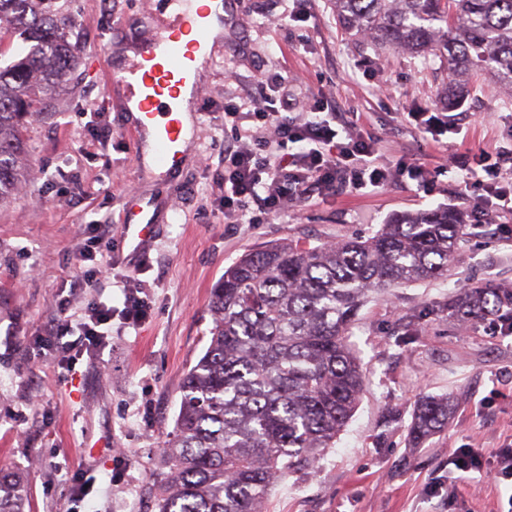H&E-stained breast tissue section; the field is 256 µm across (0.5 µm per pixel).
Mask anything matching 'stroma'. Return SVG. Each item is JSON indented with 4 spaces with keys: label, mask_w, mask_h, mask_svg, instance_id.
Segmentation results:
<instances>
[{
    "label": "stroma",
    "mask_w": 512,
    "mask_h": 512,
    "mask_svg": "<svg viewBox=\"0 0 512 512\" xmlns=\"http://www.w3.org/2000/svg\"><path fill=\"white\" fill-rule=\"evenodd\" d=\"M150 0H67L80 64L54 113L34 118L19 158L25 181L0 208V469L21 475L30 512H158L162 451L174 429L186 373L212 326L213 289L243 254L272 242L313 245L370 235L399 213L450 207L466 211L469 235L447 278L412 283L360 308L352 339L367 368L366 388L347 427L318 467L287 476L265 512H512V477L485 457L473 480L449 497L458 448L512 449V334L491 336L448 311L463 285H512V231L477 223V192L461 193L462 174L447 163L448 137L432 141L412 112H449L468 147L512 149V95L474 77L462 106L440 97L443 61L378 47L345 34L331 0H232L224 43L203 70L201 124L177 184L138 166L132 117L103 59L154 27ZM309 14L308 22L293 13ZM330 101L378 141L381 163L395 166L400 145L418 149L427 182L393 175L377 190L337 188L310 195L280 217L228 224L224 197V102L261 98L265 75ZM153 194L162 222L135 278L150 306L138 327L113 329L104 346L76 364L54 353L26 361L24 347L55 317L70 290L73 310L88 297L71 291L83 269L78 246L93 256L88 225L120 226L131 187ZM451 396L446 431L413 447L407 429L415 402ZM118 482H111L113 472ZM93 482L91 503L72 500L71 484Z\"/></svg>",
    "instance_id": "1"
}]
</instances>
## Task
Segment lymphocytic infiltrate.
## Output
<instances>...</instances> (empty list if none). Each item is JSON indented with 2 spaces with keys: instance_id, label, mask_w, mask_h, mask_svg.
I'll return each instance as SVG.
<instances>
[{
  "instance_id": "1",
  "label": "lymphocytic infiltrate",
  "mask_w": 512,
  "mask_h": 512,
  "mask_svg": "<svg viewBox=\"0 0 512 512\" xmlns=\"http://www.w3.org/2000/svg\"><path fill=\"white\" fill-rule=\"evenodd\" d=\"M272 81L277 95L265 98L262 105L252 106L246 99L224 108V121L233 129L224 143L225 223H246L253 207L276 216L286 201L313 192L331 194L340 185L359 191L388 183L389 169L379 161L376 141L356 130L340 131L338 113L290 90L282 75H273ZM297 111L311 113V120L297 122ZM288 142L298 144V152L282 153ZM453 163L463 173V191L480 189L483 215L512 214V180L503 176L505 165H512V154L468 148L455 154ZM123 288L121 308L94 301L76 319L70 314L69 297H58L55 322L39 336L36 349L53 348L79 358L103 345L113 319L130 327L143 323L149 314L147 300L131 283Z\"/></svg>"
}]
</instances>
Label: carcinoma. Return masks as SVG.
I'll use <instances>...</instances> for the list:
<instances>
[{
  "mask_svg": "<svg viewBox=\"0 0 512 512\" xmlns=\"http://www.w3.org/2000/svg\"><path fill=\"white\" fill-rule=\"evenodd\" d=\"M56 0H0V40L23 51L0 67V207L23 180L16 164L34 116L76 70L71 16ZM345 31L417 55L448 57V104L469 78L512 87V0H333ZM461 211L391 217L368 237L331 245L274 243L224 271L210 301L205 351L187 372L158 512H264L285 475L319 463L351 419L365 373L350 330L362 303L389 288L448 277L464 240ZM448 308L466 319L512 318V287L475 285ZM448 396L414 405L419 446L448 428ZM23 480L0 473V512H25Z\"/></svg>",
  "mask_w": 512,
  "mask_h": 512,
  "instance_id": "1",
  "label": "carcinoma"
}]
</instances>
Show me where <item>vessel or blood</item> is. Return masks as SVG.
I'll return each mask as SVG.
<instances>
[{
	"mask_svg": "<svg viewBox=\"0 0 512 512\" xmlns=\"http://www.w3.org/2000/svg\"><path fill=\"white\" fill-rule=\"evenodd\" d=\"M166 42L139 34L131 54L114 78L125 89V107L133 111L137 151H149L152 177L172 179L194 143L198 117L184 90L199 94L195 76L210 63L205 50L210 26L209 0H171ZM158 217L141 194H134L124 211L121 241L129 254H143L152 242Z\"/></svg>",
	"mask_w": 512,
	"mask_h": 512,
	"instance_id": "1",
	"label": "vessel or blood"
}]
</instances>
